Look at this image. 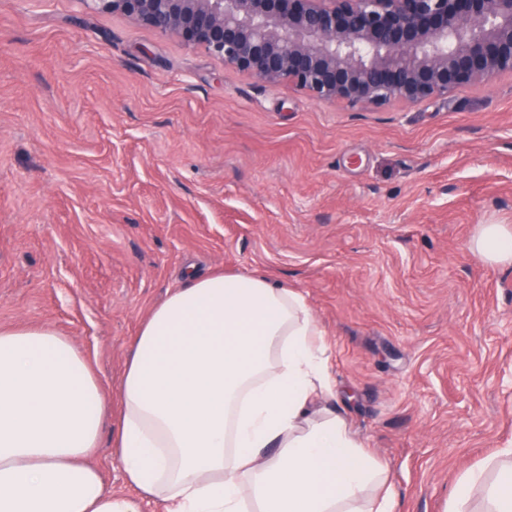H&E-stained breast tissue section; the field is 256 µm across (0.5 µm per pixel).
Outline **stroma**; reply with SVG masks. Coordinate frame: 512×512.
Listing matches in <instances>:
<instances>
[{
    "label": "stroma",
    "instance_id": "1",
    "mask_svg": "<svg viewBox=\"0 0 512 512\" xmlns=\"http://www.w3.org/2000/svg\"><path fill=\"white\" fill-rule=\"evenodd\" d=\"M512 75L381 108L266 86L91 0H0V327L50 325L109 398L201 272L297 289L396 512H448L512 443ZM92 459L128 493L111 448ZM471 250L491 266H512V230L504 224L479 225Z\"/></svg>",
    "mask_w": 512,
    "mask_h": 512
}]
</instances>
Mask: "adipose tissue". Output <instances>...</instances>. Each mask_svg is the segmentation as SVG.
<instances>
[{"label":"adipose tissue","instance_id":"1","mask_svg":"<svg viewBox=\"0 0 512 512\" xmlns=\"http://www.w3.org/2000/svg\"><path fill=\"white\" fill-rule=\"evenodd\" d=\"M471 250L512 266V227ZM140 324L109 403L86 354L49 326L0 328V512H394L387 468L329 402L324 332L303 295L259 273L200 275ZM112 446L133 492L89 459ZM470 468L448 512H512V448ZM115 414L116 412L112 411V417L104 422L101 432L100 448H98L91 462L101 471L106 487L117 493L132 494L133 489L126 485L120 463L115 458L111 448Z\"/></svg>","mask_w":512,"mask_h":512}]
</instances>
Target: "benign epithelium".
<instances>
[{"instance_id":"1","label":"benign epithelium","mask_w":512,"mask_h":512,"mask_svg":"<svg viewBox=\"0 0 512 512\" xmlns=\"http://www.w3.org/2000/svg\"><path fill=\"white\" fill-rule=\"evenodd\" d=\"M318 102L381 107L512 74V0H92Z\"/></svg>"}]
</instances>
